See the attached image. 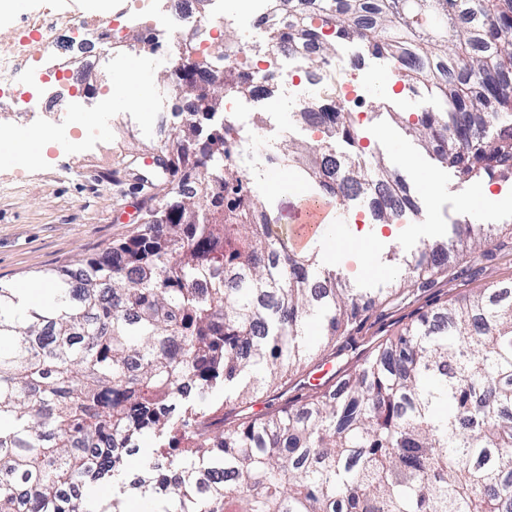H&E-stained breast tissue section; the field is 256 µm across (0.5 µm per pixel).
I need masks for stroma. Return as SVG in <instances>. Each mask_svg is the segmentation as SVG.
I'll return each instance as SVG.
<instances>
[{"instance_id":"stroma-1","label":"stroma","mask_w":512,"mask_h":512,"mask_svg":"<svg viewBox=\"0 0 512 512\" xmlns=\"http://www.w3.org/2000/svg\"><path fill=\"white\" fill-rule=\"evenodd\" d=\"M98 56L97 82L109 86L117 72L134 70L148 84L149 104L125 105L106 112L101 101L87 100L82 104L87 122L75 128L71 125L72 103L67 93H60L56 117L61 136L26 166L0 163L1 281L15 286L39 282L49 269L97 256L113 241L133 234L141 206L156 191L150 183L156 171L145 160L160 153L157 123L165 120L171 127L180 125L169 90L171 65L164 55L146 48L125 56L102 50ZM366 75L379 86L369 95V104L414 115L435 111L436 101L422 84L403 81L381 88L382 79L389 75L385 59L371 58ZM270 107L292 131L287 135L273 131L269 141L253 145L250 177L254 194L280 221L287 201L296 193L311 192L312 187L295 169L268 165V155L282 153L287 140L305 139L287 97L271 101ZM368 135L371 155L384 159L415 200L416 217L413 223L400 225L394 235L389 229L360 222L359 214L367 208V201L359 198L347 202L344 223L328 228L315 243L321 266L336 271L352 287L387 288L398 276L387 260L388 254L445 245L454 224L466 220L491 224L501 243L512 242V176L464 183L453 168L437 161L434 151L423 150L402 130L376 120ZM70 137L82 140L80 150L66 148ZM481 189L488 191L493 201L476 212L468 200ZM509 278L512 260H504L493 247L464 262L449 259L447 277L439 279L434 288L370 309L354 345L313 356L289 375L284 388L293 396L310 384L332 386L375 342L399 332L432 302Z\"/></svg>"}]
</instances>
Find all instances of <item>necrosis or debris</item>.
<instances>
[{
	"instance_id": "1",
	"label": "necrosis or debris",
	"mask_w": 512,
	"mask_h": 512,
	"mask_svg": "<svg viewBox=\"0 0 512 512\" xmlns=\"http://www.w3.org/2000/svg\"><path fill=\"white\" fill-rule=\"evenodd\" d=\"M300 14L308 16L318 34L296 40L288 50L269 41L259 45L230 43L221 37L233 25L258 32H285ZM27 25L33 39L0 50L1 112L22 115L34 107L44 121L53 116L54 101L38 95L44 80L36 76L33 65L39 60H54L55 82L66 86L73 95L100 94V85L79 77L80 72L95 70L96 60L60 57L56 45L60 30L76 32L79 41L85 44L111 48L116 56L136 51V34L147 31L158 50L174 60L187 40L195 41L207 56L206 64L193 74L197 83L230 73L247 86L246 95L225 98V110L235 111L255 100L271 98L276 89L283 87L289 97L298 99V112L306 117L308 131L321 139L325 127L307 118L312 103L318 97L340 98V124L351 139L352 150L361 155L369 151L370 141L363 130L365 114L361 110L367 57L360 52L326 56L325 48L336 41L337 34L333 25L322 22L317 0H242L235 12L224 10L222 0H119L107 16L74 17L47 10L29 19ZM318 56L324 59L319 70L298 68V61ZM275 119L272 112H251L246 121L235 122L234 132L225 143V158L242 183L250 181L245 165L250 145Z\"/></svg>"
}]
</instances>
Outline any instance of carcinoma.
Returning a JSON list of instances; mask_svg holds the SVG:
<instances>
[{
    "mask_svg": "<svg viewBox=\"0 0 512 512\" xmlns=\"http://www.w3.org/2000/svg\"><path fill=\"white\" fill-rule=\"evenodd\" d=\"M340 38L442 102L416 124L387 116L469 182L512 158V0H319ZM202 112L239 92L197 93ZM221 123L198 152L193 124L161 147L184 182L164 183L133 236L76 268L51 269L52 297L0 282V512H124L119 448L144 449L146 512H512V281L435 303L371 348L336 388L262 414L216 417L221 389L254 397L325 344L351 338L370 305L291 250L258 199L211 203L234 179ZM281 161L329 201L381 195L393 224L415 201L385 164L332 141ZM492 234L471 227L463 255ZM445 256L404 260L403 288H428ZM182 482L165 488V472Z\"/></svg>",
    "mask_w": 512,
    "mask_h": 512,
    "instance_id": "obj_1",
    "label": "carcinoma"
}]
</instances>
